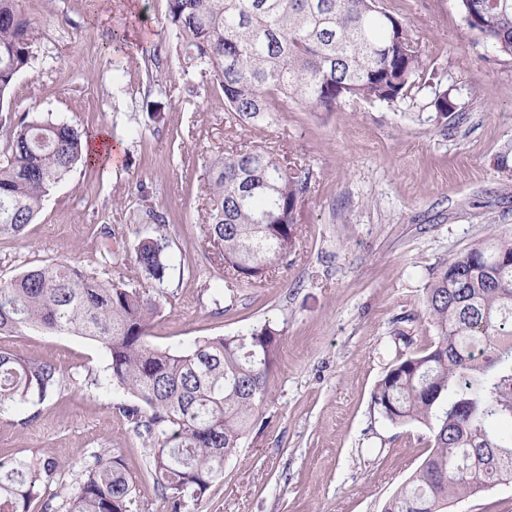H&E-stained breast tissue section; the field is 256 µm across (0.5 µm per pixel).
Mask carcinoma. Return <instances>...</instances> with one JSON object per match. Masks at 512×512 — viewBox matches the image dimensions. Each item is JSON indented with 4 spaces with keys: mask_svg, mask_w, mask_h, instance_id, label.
Here are the masks:
<instances>
[{
    "mask_svg": "<svg viewBox=\"0 0 512 512\" xmlns=\"http://www.w3.org/2000/svg\"><path fill=\"white\" fill-rule=\"evenodd\" d=\"M464 21L512 56V0H459ZM166 29L184 73H200L224 93L231 121L263 122L276 100L311 112L396 103L424 73L412 30L383 0H167ZM34 23L19 0H0V112L16 76L36 55ZM0 236L18 238L53 187L79 166L89 132L34 114L0 120ZM312 170L272 148H230L208 163L207 236L232 279L252 284L297 246V208ZM105 263L126 254L100 227ZM172 255L166 236L143 238L134 265L163 282ZM168 296L105 284L69 262L34 266L0 281V336L23 329L83 336L109 357V380L135 401L118 406L151 443L150 468L171 512H187L222 475L267 395L279 347L265 324L198 340L184 352L152 344L150 329ZM424 313L437 336L398 355L372 395L392 425L426 429L429 454L382 512H448L460 498L512 484V240L490 239L441 264ZM61 378L50 362L0 348V414L54 398ZM52 458L0 462V512H32L56 482ZM136 482L120 455L104 450L59 512H129Z\"/></svg>",
    "mask_w": 512,
    "mask_h": 512,
    "instance_id": "cac0c4a2",
    "label": "carcinoma"
}]
</instances>
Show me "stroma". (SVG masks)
I'll return each mask as SVG.
<instances>
[{
	"label": "stroma",
	"mask_w": 512,
	"mask_h": 512,
	"mask_svg": "<svg viewBox=\"0 0 512 512\" xmlns=\"http://www.w3.org/2000/svg\"><path fill=\"white\" fill-rule=\"evenodd\" d=\"M408 20L427 78L384 104L310 112L288 102L270 121L228 122L224 95L175 54L166 0H20L35 22L37 60L17 76L10 113H49L123 146L115 167H81L46 197L23 237L0 239V278L67 260L102 282L136 280L133 265L102 259L101 225L134 255L148 223L167 218L171 304L152 343L196 340L262 325L281 333L256 424L190 512H382L429 448L416 424L396 427L372 394L397 351L427 347L422 311L440 264L491 238H512V56L468 29L459 0H384ZM125 49L113 52L114 37ZM454 104L447 127L434 99ZM276 146L316 176L298 208L297 248L252 284L226 287L206 236V165L227 147ZM230 301L215 306L222 290ZM0 346L58 368L61 390L0 414V459L69 463L72 486L103 448L119 449L137 485L131 512H168L149 470L150 449L118 413L131 395L108 381L96 342L25 329Z\"/></svg>",
	"instance_id": "stroma-1"
}]
</instances>
